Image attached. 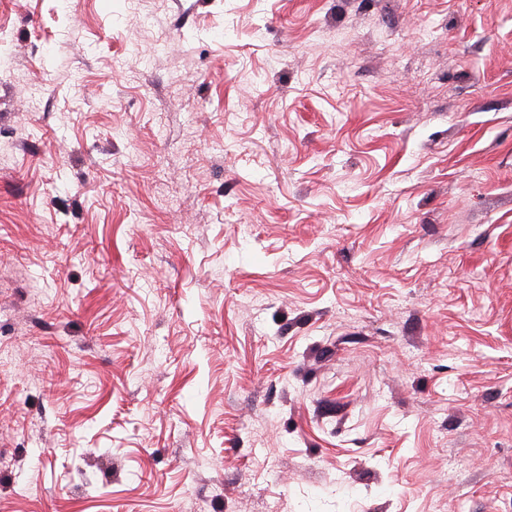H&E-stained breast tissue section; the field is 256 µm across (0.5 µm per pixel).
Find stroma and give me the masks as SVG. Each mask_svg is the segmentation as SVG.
I'll return each mask as SVG.
<instances>
[{
    "label": "stroma",
    "mask_w": 512,
    "mask_h": 512,
    "mask_svg": "<svg viewBox=\"0 0 512 512\" xmlns=\"http://www.w3.org/2000/svg\"><path fill=\"white\" fill-rule=\"evenodd\" d=\"M156 22L0 0V512H512V0Z\"/></svg>",
    "instance_id": "obj_1"
}]
</instances>
